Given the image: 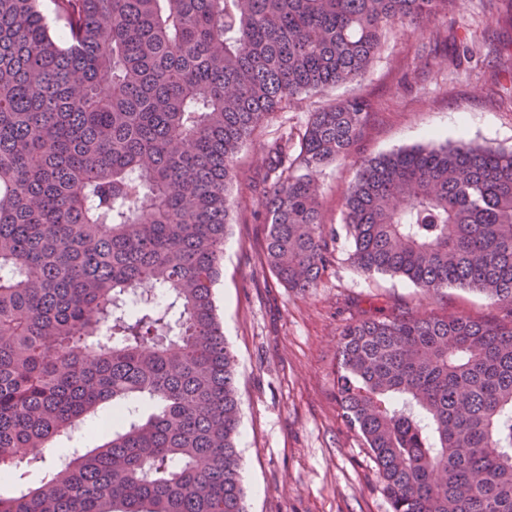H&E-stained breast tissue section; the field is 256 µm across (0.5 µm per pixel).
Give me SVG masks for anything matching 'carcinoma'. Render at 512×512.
Instances as JSON below:
<instances>
[{"mask_svg": "<svg viewBox=\"0 0 512 512\" xmlns=\"http://www.w3.org/2000/svg\"><path fill=\"white\" fill-rule=\"evenodd\" d=\"M0 0V483L77 440L0 512H245L235 359L213 288L236 158L287 102L363 78L387 32L461 0ZM371 108L311 113L266 148L265 264L306 293L331 263L318 175ZM353 263L490 320L357 311L337 398L392 512H512V150L465 140L366 160Z\"/></svg>", "mask_w": 512, "mask_h": 512, "instance_id": "cac0c4a2", "label": "carcinoma"}]
</instances>
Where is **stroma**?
<instances>
[{"label":"stroma","instance_id":"obj_1","mask_svg":"<svg viewBox=\"0 0 512 512\" xmlns=\"http://www.w3.org/2000/svg\"><path fill=\"white\" fill-rule=\"evenodd\" d=\"M473 56L449 65L454 40ZM512 10L503 0H465L462 10L425 30L398 28L361 81L308 94L261 127L238 156L245 179L234 193V223L224 247L214 301L235 358L245 512H391L377 468L337 402V348L358 308L407 303L415 311L488 319L499 315L484 294L451 287L425 294L407 279L367 276L339 234L332 265L317 288H285L262 261L266 228L248 186L277 132L302 127L312 112L366 96L370 117L357 151L318 178L326 223L341 226L343 195L368 158L430 142L464 139L512 150Z\"/></svg>","mask_w":512,"mask_h":512}]
</instances>
